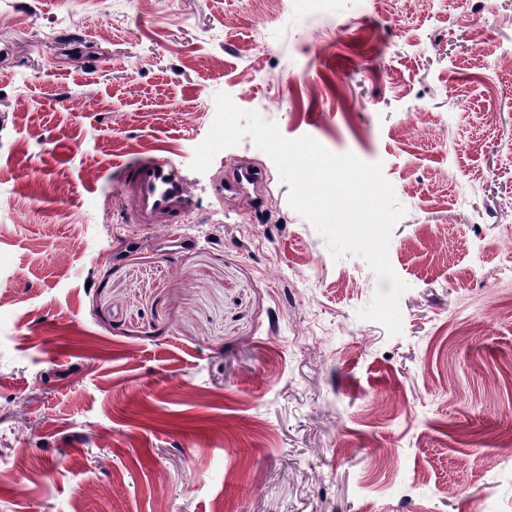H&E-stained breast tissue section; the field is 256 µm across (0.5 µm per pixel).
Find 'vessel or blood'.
<instances>
[{"label": "vessel or blood", "mask_w": 512, "mask_h": 512, "mask_svg": "<svg viewBox=\"0 0 512 512\" xmlns=\"http://www.w3.org/2000/svg\"><path fill=\"white\" fill-rule=\"evenodd\" d=\"M264 182L260 170L241 165L217 180L214 191L221 197H234L247 193L249 187H261ZM123 190L132 202L129 220L134 224L175 227L186 223L192 210L190 190L168 161L129 164L124 169Z\"/></svg>", "instance_id": "1"}]
</instances>
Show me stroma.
Wrapping results in <instances>:
<instances>
[{
    "mask_svg": "<svg viewBox=\"0 0 512 512\" xmlns=\"http://www.w3.org/2000/svg\"><path fill=\"white\" fill-rule=\"evenodd\" d=\"M219 92L381 163L399 335L250 139L192 169ZM507 265L512 0H0V512H512ZM123 190L132 201V224L176 227L187 222L192 210L190 190L169 161L129 164L124 168ZM265 182L262 172L255 167L241 165L215 182L214 191L220 197H234L248 192V185L261 187Z\"/></svg>",
    "mask_w": 512,
    "mask_h": 512,
    "instance_id": "35a3bbf8",
    "label": "stroma"
}]
</instances>
